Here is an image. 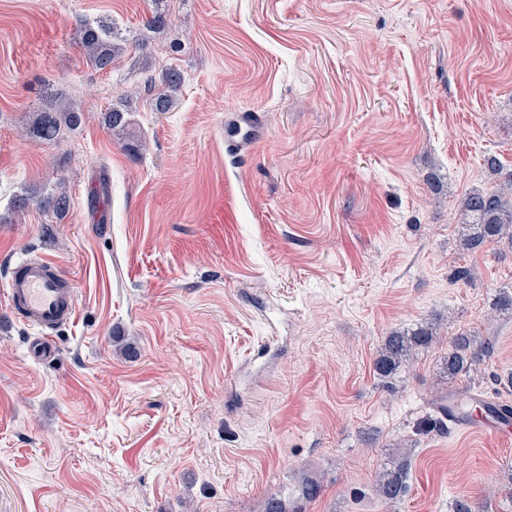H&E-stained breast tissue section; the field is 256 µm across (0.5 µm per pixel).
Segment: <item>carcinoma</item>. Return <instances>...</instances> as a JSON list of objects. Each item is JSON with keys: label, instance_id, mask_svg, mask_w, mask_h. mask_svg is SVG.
Returning <instances> with one entry per match:
<instances>
[{"label": "carcinoma", "instance_id": "obj_1", "mask_svg": "<svg viewBox=\"0 0 512 512\" xmlns=\"http://www.w3.org/2000/svg\"><path fill=\"white\" fill-rule=\"evenodd\" d=\"M157 7L147 19V26L161 30L168 24V13L154 0ZM78 40L86 62L97 71H110L115 60L127 47L125 40L114 32L112 23L103 20L85 22L78 29ZM181 74L167 68L159 77H149L148 84L154 85L155 93L150 105L155 112H167L175 102L181 88ZM84 121V112L75 103L51 107L33 114L28 134L36 139L55 141L67 131H74ZM103 125L123 141L129 152H137L142 140L135 129L132 109L126 101L110 107L102 116ZM36 207L57 215L65 214L70 208V196L63 184H58L52 192L24 188L12 201V210L22 211ZM463 231L460 247L469 253H477L488 243H506L512 247V173L501 187L492 191H477L469 194L463 202ZM435 336L430 328H420L411 333L396 332L386 339L376 361V370L382 377L391 375L401 364L410 359L413 351L432 344ZM492 346L478 340V337L462 332L454 336L448 345V355L444 359L448 379L460 375L467 376L484 357L490 356ZM408 464L401 462L392 470L384 472L376 486V493L387 503H396L408 493Z\"/></svg>", "mask_w": 512, "mask_h": 512}]
</instances>
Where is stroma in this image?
I'll list each match as a JSON object with an SVG mask.
<instances>
[{
    "mask_svg": "<svg viewBox=\"0 0 512 512\" xmlns=\"http://www.w3.org/2000/svg\"><path fill=\"white\" fill-rule=\"evenodd\" d=\"M0 0V291L44 254L78 312L55 357L0 294V512H512V437L434 428V395L467 385L512 404V247H459L464 199L512 172V0ZM147 40L109 72L81 21ZM182 86L154 112L145 82ZM132 104L143 147L99 122ZM76 102L57 143L33 113ZM261 117L244 152L235 113ZM494 156L501 172L485 164ZM110 181L95 197L91 181ZM64 180V216L11 209ZM476 275L449 278L458 266ZM436 328L390 378L391 333ZM493 351L449 381L448 342ZM407 444L410 490L373 491ZM155 77L147 79L148 85L154 83L155 93L150 99V105L155 112H167L175 102V96L181 88V74L173 69L167 68L162 70L158 77V83Z\"/></svg>",
    "mask_w": 512,
    "mask_h": 512,
    "instance_id": "35a3bbf8",
    "label": "stroma"
}]
</instances>
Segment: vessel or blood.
<instances>
[{
  "mask_svg": "<svg viewBox=\"0 0 512 512\" xmlns=\"http://www.w3.org/2000/svg\"><path fill=\"white\" fill-rule=\"evenodd\" d=\"M6 297L18 318L36 330L35 349L41 356L55 354L54 335L72 323L77 313V301L71 281L54 259L38 256L17 261L6 285ZM469 411H461L454 396L439 401L436 412L460 434L500 437L502 423L491 416L486 396L469 392L464 396Z\"/></svg>",
  "mask_w": 512,
  "mask_h": 512,
  "instance_id": "b4317fda",
  "label": "vessel or blood"
}]
</instances>
